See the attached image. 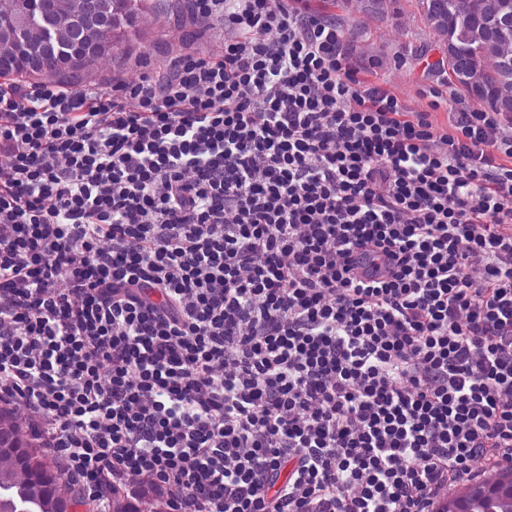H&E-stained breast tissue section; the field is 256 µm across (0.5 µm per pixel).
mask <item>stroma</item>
I'll return each instance as SVG.
<instances>
[{"label":"stroma","mask_w":512,"mask_h":512,"mask_svg":"<svg viewBox=\"0 0 512 512\" xmlns=\"http://www.w3.org/2000/svg\"><path fill=\"white\" fill-rule=\"evenodd\" d=\"M321 15L333 18L347 33L352 63L366 81L394 93L406 111L427 112L437 128L449 125V115L479 111L483 104L444 82L437 68L444 60L443 44L428 27L415 0H381L370 8L367 0H303ZM130 47L119 61L102 58L91 74L82 76L79 88L108 90L112 81L138 82L144 72L161 68L180 51L217 57L224 50V29L193 22L187 0H140L135 21L125 29ZM442 87L448 101L431 108L428 88Z\"/></svg>","instance_id":"1"}]
</instances>
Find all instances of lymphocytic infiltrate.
<instances>
[{"mask_svg": "<svg viewBox=\"0 0 512 512\" xmlns=\"http://www.w3.org/2000/svg\"><path fill=\"white\" fill-rule=\"evenodd\" d=\"M217 58L0 84V410L111 512H437L512 464V114L405 111L298 0ZM150 486L149 483L138 479L128 481L127 485L119 491L118 497L120 501H130L123 506L120 512H140V510L141 512H156V510H159L164 494L154 487V492L152 493L149 488ZM133 499L137 500L135 503L138 507L135 503L131 502Z\"/></svg>", "mask_w": 512, "mask_h": 512, "instance_id": "lymphocytic-infiltrate-1", "label": "lymphocytic infiltrate"}]
</instances>
